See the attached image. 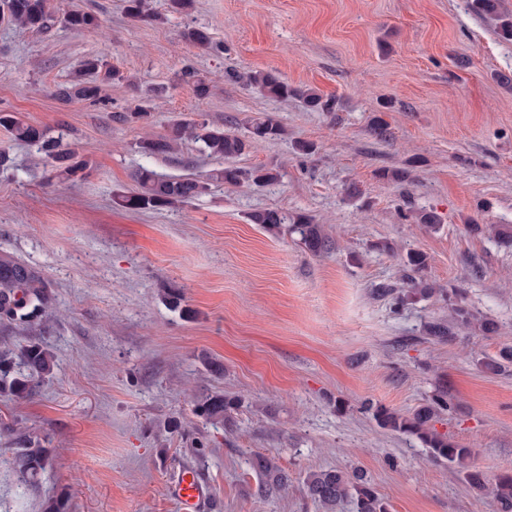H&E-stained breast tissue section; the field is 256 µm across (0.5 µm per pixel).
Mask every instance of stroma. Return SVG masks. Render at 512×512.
Masks as SVG:
<instances>
[{"instance_id":"stroma-1","label":"stroma","mask_w":512,"mask_h":512,"mask_svg":"<svg viewBox=\"0 0 512 512\" xmlns=\"http://www.w3.org/2000/svg\"><path fill=\"white\" fill-rule=\"evenodd\" d=\"M149 3L163 22L130 20L125 0H49L94 13L95 29L0 21V111L70 130L91 162L85 178L58 181L44 154L0 129V253L39 269L57 310L46 335L0 328V343L39 342L56 357L30 397L0 396V421L50 450L25 481L0 436V512H180L170 487L187 469L212 489L205 512H320L302 490L319 468L363 470L389 512H494L459 468L433 462L415 436L380 427L362 405L408 414L446 393L433 430L472 448L469 468L512 471V367H480L512 346V249L485 231L512 227V41L467 0ZM190 27L223 52L187 41ZM90 55L128 82L107 88L103 105L61 103L57 89ZM186 66L207 77L208 98L177 83ZM270 70L335 98V111L248 84ZM140 105L146 118L118 121ZM266 113L285 136L233 164L275 169L274 183L219 184L157 211L114 203L135 190L138 167L171 178L219 166L191 140L142 156L141 137L192 118L245 139L249 119ZM378 117L391 132L384 142L371 133ZM300 141L312 154L298 153ZM384 169L403 180L381 179ZM402 208L434 211L439 230L402 220ZM264 209L309 216L331 249L315 256L251 223ZM411 249L428 255L434 293L395 311L371 286L402 285ZM173 289L177 309L165 299ZM457 304L494 318L497 335L427 340L426 324L450 321ZM206 355L223 375L205 368ZM214 391L242 401L232 428L194 411ZM258 453L288 472L287 494L261 492Z\"/></svg>"}]
</instances>
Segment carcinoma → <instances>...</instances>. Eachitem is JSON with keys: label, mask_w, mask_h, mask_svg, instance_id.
Segmentation results:
<instances>
[{"label": "carcinoma", "mask_w": 512, "mask_h": 512, "mask_svg": "<svg viewBox=\"0 0 512 512\" xmlns=\"http://www.w3.org/2000/svg\"><path fill=\"white\" fill-rule=\"evenodd\" d=\"M468 6L474 14L490 22L502 38L512 39V15L501 10L500 0H469ZM126 10L134 20L159 23L164 20L161 14L149 8L148 0H127ZM54 18L48 0H0V19L22 28L38 32L48 28ZM63 21L73 30L91 29L99 25L98 17L84 10L65 12ZM184 37L202 49L217 53L223 50L203 28H189L184 32ZM125 80L127 77L123 72L102 57L88 56L81 61L70 82L58 90L57 97L65 103H96L103 97L106 87ZM178 80L192 86L200 99L210 94V82L192 67L181 69ZM248 81L270 98L298 97L314 111H335L334 99L326 98L310 87L292 86L271 71L252 72L248 75ZM0 127L13 140L34 146L44 153L55 164L58 179L74 182L83 178L85 170L89 168V161L77 155L71 144L64 141L62 133L54 137L46 129L27 123L13 112L0 111ZM249 133V139L244 140L205 120H186L173 124L164 135L141 140L138 148L147 157L164 156L173 153L175 146L182 141L191 139L200 144V152L211 158L229 161L241 156L249 142L279 139L286 135V130L274 116L264 115L251 120ZM240 178L241 172L231 165L213 170L205 179L164 178L147 167H140L134 174L137 190L118 196L115 203L132 210H161L188 204L208 193L214 184H238ZM250 220L271 233L289 235L313 254L330 247L323 225L314 223L306 215L298 214L290 218L277 209H266L252 214ZM403 263L411 271V275L407 276V288L399 289L388 283H379L373 288L377 296L388 299L395 307L409 299L429 297L434 293V289L422 278L428 267L425 252L410 250ZM53 313L54 298L42 273L11 255L1 254L0 324L7 327H37L45 333L49 330ZM453 313L454 316L447 323L435 321L428 325L430 340L445 343L463 329L474 328L485 336L498 332V325L493 319L478 318L461 305L453 308ZM511 364L512 348H505L498 356L485 358L481 368L486 373L496 375ZM55 367L54 353L41 343H31L15 353H0V394L25 399L32 393L34 380L53 375ZM240 404L241 399L235 396L211 392L197 398L195 413L210 422L230 427L234 424V413ZM443 406V395L438 394L409 416L376 406L373 417L383 428L417 437L432 460L463 469L469 488L479 498H493L497 512H512V473L506 472L491 479L478 469L466 468L465 461L470 457L471 449L456 445L429 430V421ZM2 432L12 437L17 471L29 480L37 477L48 463V449L25 428L16 424L1 427ZM252 467L267 490L278 494L288 491L291 479L275 457L258 454L253 458ZM304 490L322 512H337L346 500L353 504L354 512H388V504L360 471H313L304 480Z\"/></svg>", "instance_id": "1"}]
</instances>
